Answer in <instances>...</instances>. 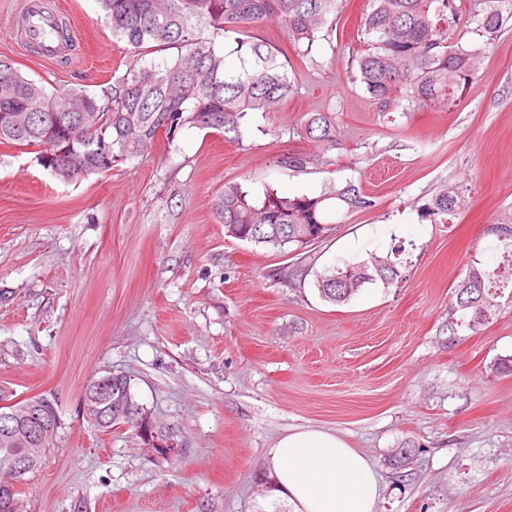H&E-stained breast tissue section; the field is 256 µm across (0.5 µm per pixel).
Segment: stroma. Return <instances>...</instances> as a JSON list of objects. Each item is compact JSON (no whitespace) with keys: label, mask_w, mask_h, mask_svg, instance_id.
Returning <instances> with one entry per match:
<instances>
[{"label":"stroma","mask_w":512,"mask_h":512,"mask_svg":"<svg viewBox=\"0 0 512 512\" xmlns=\"http://www.w3.org/2000/svg\"><path fill=\"white\" fill-rule=\"evenodd\" d=\"M25 0H0V56L62 93H100L127 53L96 0H48L68 50L49 60L13 36ZM367 0H346L310 54L274 23L260 37L291 62L296 94L251 113L242 141L187 127L112 170L55 179L33 147L0 146V387L46 395L62 422L27 473L22 512H292L272 492L270 450L320 428L375 466V512H512V296L478 333L449 342L452 290L472 259L494 268L488 228L512 212V21L496 36L448 31L482 53L456 106L383 107L347 60ZM306 112L336 117L334 149L293 133ZM306 154L318 164L281 165ZM354 181L378 201L322 242L274 250L227 237L214 192L317 194ZM446 187L464 203L442 222L418 209ZM413 243L402 282L340 305L314 273L333 260ZM130 375L178 450L160 456L127 428L80 415L88 381Z\"/></svg>","instance_id":"35a3bbf8"}]
</instances>
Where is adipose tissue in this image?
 I'll return each mask as SVG.
<instances>
[{
    "instance_id": "1",
    "label": "adipose tissue",
    "mask_w": 512,
    "mask_h": 512,
    "mask_svg": "<svg viewBox=\"0 0 512 512\" xmlns=\"http://www.w3.org/2000/svg\"><path fill=\"white\" fill-rule=\"evenodd\" d=\"M270 454L275 490L293 512H374L378 476L365 456L336 435L294 431Z\"/></svg>"
}]
</instances>
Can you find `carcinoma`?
Here are the masks:
<instances>
[{
	"label": "carcinoma",
	"instance_id": "1",
	"mask_svg": "<svg viewBox=\"0 0 512 512\" xmlns=\"http://www.w3.org/2000/svg\"><path fill=\"white\" fill-rule=\"evenodd\" d=\"M112 35L125 43L131 58L125 73L95 95L81 88L63 94L23 75L9 58L0 57V145L43 147L53 134L77 172L67 177L54 161L43 164L63 182L80 178V171L103 174L116 164L137 157L159 139L165 123L179 132L186 126L243 138L242 120L250 112H271L296 92L288 74V61L280 51L258 38L259 29L275 22L285 29L297 53L309 54L324 26L335 21L342 0H97ZM512 15V0H369L370 11L361 21L364 48L352 51L350 68L374 100L391 106L392 95L410 105L452 107L459 92L482 72V57L459 46L450 49L442 31L460 23L476 26L491 36L499 34ZM235 44L239 66L225 64L223 44ZM170 49L177 56L157 60L153 54ZM54 102L67 110L42 112L33 104ZM89 114L96 118L94 131L71 144L62 131ZM293 133L336 148V117L330 112H307ZM317 159L291 154L278 160L304 169ZM374 197L348 181L329 185L317 195L282 196L268 190L252 198L238 183H226L214 196L213 215L225 232L240 241L283 249L292 244L308 246L303 225L323 240L336 218L373 209ZM461 206L453 189L445 188L420 209V217L435 221ZM501 243V260L491 270L474 261L453 291L448 312V336L462 329L476 334L498 309V298L512 285V218L490 228ZM406 252L404 242L391 255L367 261L337 259L315 273L319 296L340 304L349 301L367 284L389 287L402 279L397 258ZM482 286L483 293L461 295L467 280ZM461 317H456L457 312ZM29 453L0 437V483L13 477L10 459ZM21 491L0 490V512H21Z\"/></svg>",
	"mask_w": 512,
	"mask_h": 512
}]
</instances>
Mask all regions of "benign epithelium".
<instances>
[{
    "label": "benign epithelium",
    "mask_w": 512,
    "mask_h": 512,
    "mask_svg": "<svg viewBox=\"0 0 512 512\" xmlns=\"http://www.w3.org/2000/svg\"><path fill=\"white\" fill-rule=\"evenodd\" d=\"M96 394L84 399L82 417L94 426L102 423L99 405L103 402L110 404L118 416L135 415L140 427L148 432L146 446L158 448L162 453L170 455L175 452L177 445L170 438L158 433L151 414L144 405L133 398L129 390L114 386L112 373L102 375L96 382ZM16 402L8 399L7 394H0V432L4 438L13 444L24 448L33 445L44 446L55 441L57 426L54 420H31L28 412L19 413L15 410Z\"/></svg>",
    "instance_id": "7a95c632"
}]
</instances>
